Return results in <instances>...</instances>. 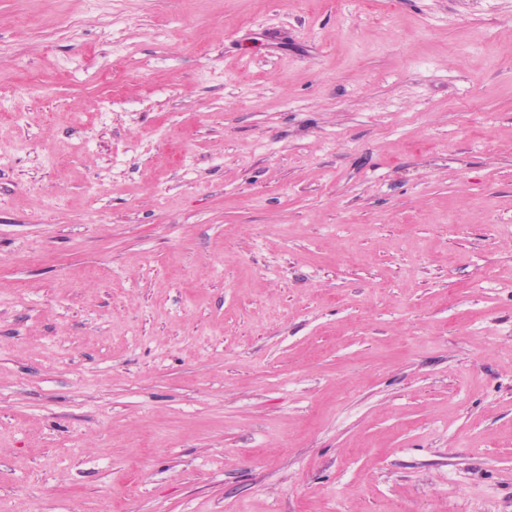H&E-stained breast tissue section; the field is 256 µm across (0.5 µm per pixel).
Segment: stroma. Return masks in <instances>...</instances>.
Returning <instances> with one entry per match:
<instances>
[{"mask_svg":"<svg viewBox=\"0 0 512 512\" xmlns=\"http://www.w3.org/2000/svg\"><path fill=\"white\" fill-rule=\"evenodd\" d=\"M0 512H512V0H0Z\"/></svg>","mask_w":512,"mask_h":512,"instance_id":"stroma-1","label":"stroma"}]
</instances>
